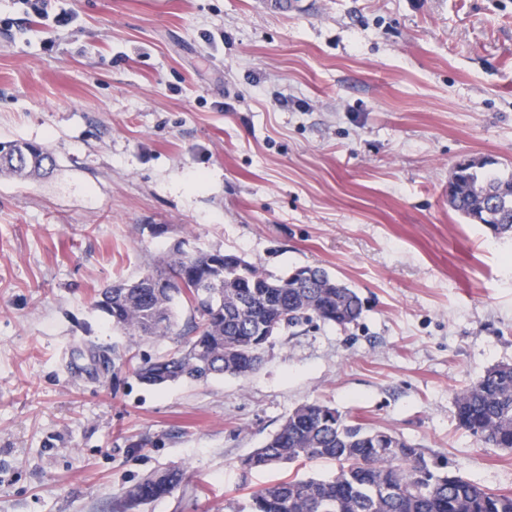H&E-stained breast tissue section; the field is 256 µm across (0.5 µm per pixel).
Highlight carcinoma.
Instances as JSON below:
<instances>
[{
  "label": "carcinoma",
  "instance_id": "obj_1",
  "mask_svg": "<svg viewBox=\"0 0 512 512\" xmlns=\"http://www.w3.org/2000/svg\"><path fill=\"white\" fill-rule=\"evenodd\" d=\"M55 160L47 149L22 141L0 143V175L36 176ZM471 162L448 185V204L471 224L494 235L512 233V175L479 172ZM186 288H159L155 278ZM255 287L242 288L240 283ZM188 304L190 323L184 349L145 360L134 367L150 386L184 380L205 382L221 376L246 377L263 361L270 345L263 335L313 317L334 325L355 322L362 313L358 293L326 271L304 266L274 277L237 259L224 263V252L171 250L158 268L103 289L95 307L117 329L132 337L164 338L177 325L174 306ZM461 429L494 448L512 450V364L488 368L457 398ZM313 459L338 464L329 478L290 474L249 494L247 502L225 500L226 512H512V493L479 485L438 460L435 453L382 427L347 420L319 402L295 408L261 447L243 462L247 471ZM184 472L163 469L145 477L116 500L117 512L172 495Z\"/></svg>",
  "mask_w": 512,
  "mask_h": 512
}]
</instances>
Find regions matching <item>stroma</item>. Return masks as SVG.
Masks as SVG:
<instances>
[{
  "instance_id": "obj_1",
  "label": "stroma",
  "mask_w": 512,
  "mask_h": 512,
  "mask_svg": "<svg viewBox=\"0 0 512 512\" xmlns=\"http://www.w3.org/2000/svg\"><path fill=\"white\" fill-rule=\"evenodd\" d=\"M14 140L55 167L0 176V512H113L165 468L184 486L143 512H224L287 476L240 462L312 401L512 492V450L455 416L512 363V237L448 205L459 163L512 173V0H0ZM178 242L321 267L362 314L284 330L244 378L144 385L126 359L174 341L94 299Z\"/></svg>"
}]
</instances>
